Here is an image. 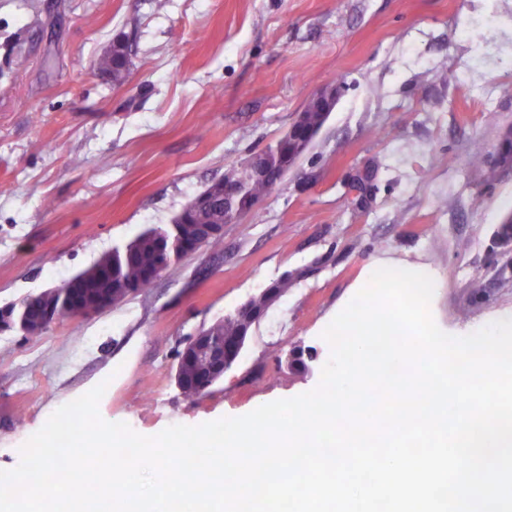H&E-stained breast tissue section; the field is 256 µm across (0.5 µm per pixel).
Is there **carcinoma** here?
Wrapping results in <instances>:
<instances>
[{"label": "carcinoma", "mask_w": 512, "mask_h": 512, "mask_svg": "<svg viewBox=\"0 0 512 512\" xmlns=\"http://www.w3.org/2000/svg\"><path fill=\"white\" fill-rule=\"evenodd\" d=\"M99 70L106 73L112 84L123 85L128 77L124 43L116 42L112 46V55L99 62ZM307 124V138L311 139L322 128L329 117L327 112H317L313 103H308L303 111ZM269 171V176L255 175L244 163L237 162L228 168L224 177L240 189L239 196L230 204H224L221 182L209 185L194 196L173 219V223L187 225L194 231L203 225L229 224L252 210L255 204L266 196L273 188V179L288 172L304 154L299 144L283 135L275 145L261 151ZM173 237L172 226L154 228L140 234L121 249H114L79 272L81 276L78 287L87 296L103 291L112 295V304L124 301L130 292H141L153 284V274L163 261L159 249L162 237ZM20 314L31 324H39L45 318V303L38 296H29L22 300ZM258 319L248 314L235 313L216 321L210 326L212 336L232 343L240 336L250 334ZM179 374L182 377V392L188 397L204 394L222 377L208 355L203 354L191 364L179 363Z\"/></svg>", "instance_id": "cac0c4a2"}]
</instances>
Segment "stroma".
<instances>
[{
  "label": "stroma",
  "instance_id": "35a3bbf8",
  "mask_svg": "<svg viewBox=\"0 0 512 512\" xmlns=\"http://www.w3.org/2000/svg\"><path fill=\"white\" fill-rule=\"evenodd\" d=\"M120 38L116 87L97 62ZM336 83L310 149L225 225L222 251L41 335L0 333V470L101 383V417L146 436L314 389L321 334L378 260L437 273L447 334L512 318V250L496 242L512 168L490 183L469 163L496 161L512 132V0H0V305L170 224ZM283 278L233 368L184 396L178 353Z\"/></svg>",
  "mask_w": 512,
  "mask_h": 512
}]
</instances>
